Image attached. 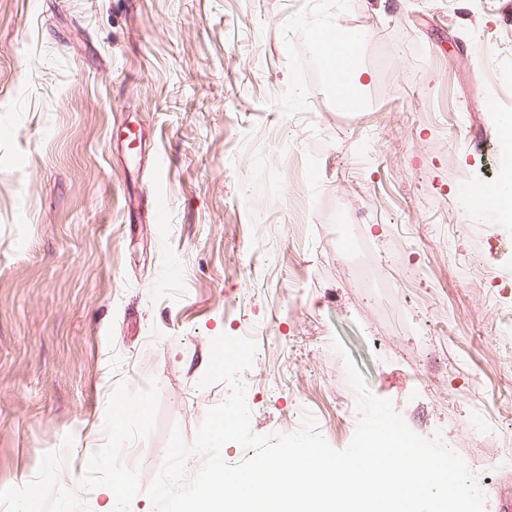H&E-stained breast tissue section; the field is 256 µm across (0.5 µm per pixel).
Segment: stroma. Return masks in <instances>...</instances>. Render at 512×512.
Returning a JSON list of instances; mask_svg holds the SVG:
<instances>
[{"mask_svg":"<svg viewBox=\"0 0 512 512\" xmlns=\"http://www.w3.org/2000/svg\"><path fill=\"white\" fill-rule=\"evenodd\" d=\"M361 35L362 112L314 30ZM512 0H0V486L42 512L82 490L119 385L157 382L122 462L142 485L231 388L253 339L251 430L310 411L346 448L360 413L334 339L498 512L512 467V223L462 191L512 163Z\"/></svg>","mask_w":512,"mask_h":512,"instance_id":"stroma-1","label":"stroma"}]
</instances>
